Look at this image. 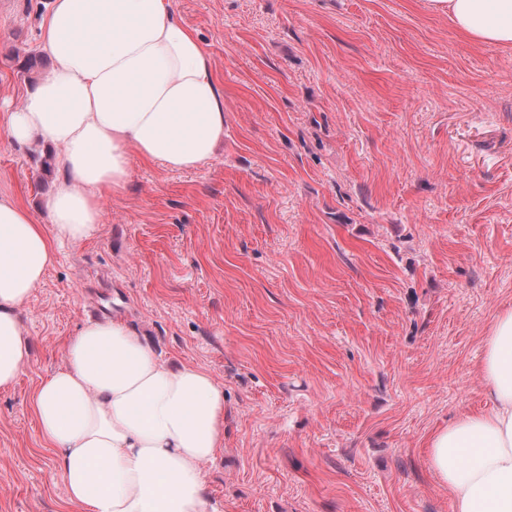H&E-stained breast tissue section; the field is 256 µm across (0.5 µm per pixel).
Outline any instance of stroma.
<instances>
[{"mask_svg":"<svg viewBox=\"0 0 512 512\" xmlns=\"http://www.w3.org/2000/svg\"><path fill=\"white\" fill-rule=\"evenodd\" d=\"M48 0H0V100L48 71ZM224 86L195 170L134 162L95 233L57 248L0 390V512H79L41 439L40 379L89 318L224 389L211 512H450L431 434L484 404L512 305V48L428 0H174ZM52 151L0 140V197L40 211Z\"/></svg>","mask_w":512,"mask_h":512,"instance_id":"stroma-1","label":"stroma"}]
</instances>
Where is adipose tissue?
<instances>
[{
    "mask_svg": "<svg viewBox=\"0 0 512 512\" xmlns=\"http://www.w3.org/2000/svg\"><path fill=\"white\" fill-rule=\"evenodd\" d=\"M464 36L512 47V0H429ZM42 39L53 64L20 105L0 102V136L54 148L62 178L38 219L0 197V389L29 366L20 311L56 262L87 239L103 193L132 162L172 171L212 162L224 140V89L174 0H50ZM487 405L436 429L427 466L452 512H512V307L483 338ZM34 408L81 512H209L204 464L224 443V390L204 369L172 366L124 322L83 324Z\"/></svg>",
    "mask_w": 512,
    "mask_h": 512,
    "instance_id": "obj_1",
    "label": "adipose tissue"
}]
</instances>
